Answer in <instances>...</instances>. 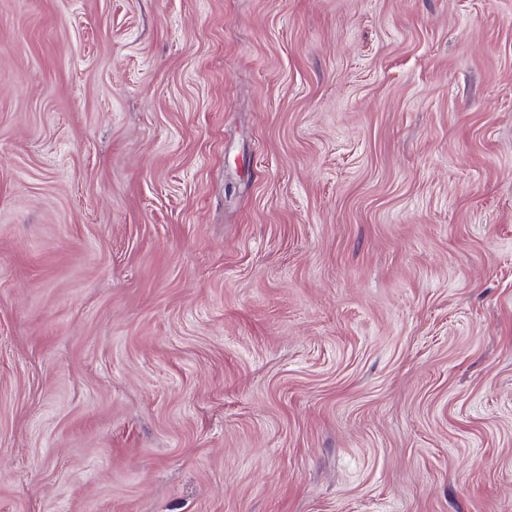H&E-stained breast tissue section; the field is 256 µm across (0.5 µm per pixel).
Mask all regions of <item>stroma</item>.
<instances>
[{
	"instance_id": "stroma-1",
	"label": "stroma",
	"mask_w": 512,
	"mask_h": 512,
	"mask_svg": "<svg viewBox=\"0 0 512 512\" xmlns=\"http://www.w3.org/2000/svg\"><path fill=\"white\" fill-rule=\"evenodd\" d=\"M0 512H512V0H0Z\"/></svg>"
}]
</instances>
